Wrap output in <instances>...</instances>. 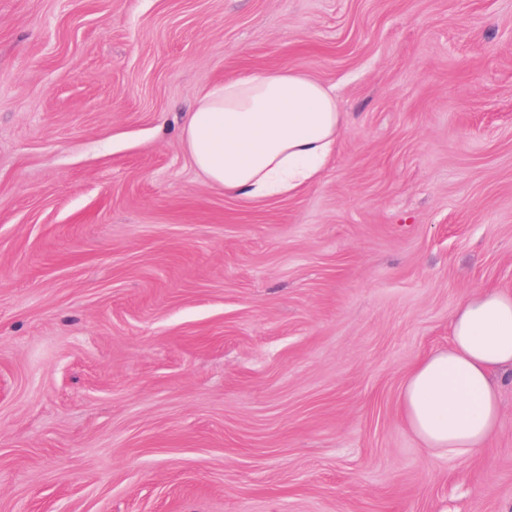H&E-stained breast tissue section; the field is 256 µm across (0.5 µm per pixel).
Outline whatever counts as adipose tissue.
<instances>
[{
    "label": "adipose tissue",
    "instance_id": "obj_1",
    "mask_svg": "<svg viewBox=\"0 0 512 512\" xmlns=\"http://www.w3.org/2000/svg\"><path fill=\"white\" fill-rule=\"evenodd\" d=\"M344 122L331 88L301 72L263 70L198 93L183 143L212 186L272 197L294 193L318 175ZM510 369L512 293H471L452 314L447 349L411 368L399 396L403 419L428 452L473 455L500 418L495 375Z\"/></svg>",
    "mask_w": 512,
    "mask_h": 512
}]
</instances>
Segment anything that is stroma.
<instances>
[{
  "label": "stroma",
  "mask_w": 512,
  "mask_h": 512,
  "mask_svg": "<svg viewBox=\"0 0 512 512\" xmlns=\"http://www.w3.org/2000/svg\"><path fill=\"white\" fill-rule=\"evenodd\" d=\"M264 69L347 122L292 195L180 137ZM512 291V0H0V512H512L403 422L462 298Z\"/></svg>",
  "instance_id": "obj_1"
}]
</instances>
